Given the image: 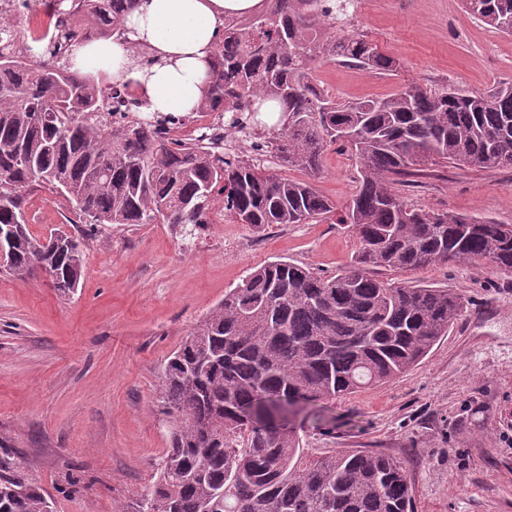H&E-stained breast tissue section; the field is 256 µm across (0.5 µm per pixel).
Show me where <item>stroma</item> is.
Listing matches in <instances>:
<instances>
[{
	"label": "stroma",
	"mask_w": 512,
	"mask_h": 512,
	"mask_svg": "<svg viewBox=\"0 0 512 512\" xmlns=\"http://www.w3.org/2000/svg\"><path fill=\"white\" fill-rule=\"evenodd\" d=\"M348 29L400 62L397 72L325 61L314 80L339 101L385 97L411 83L492 94L512 83V37L461 0H366ZM360 180L346 148L329 147L314 185L344 206ZM424 210L512 224V169L437 167L398 189ZM34 235L85 236L84 275L64 296L41 274H0V456L53 512L135 507L169 446L164 365L255 267L274 260L330 276L360 247L337 214L255 228L225 217L86 230L67 199L41 189L25 208ZM388 279L460 293L464 315L416 366L379 386L319 403L294 420L319 454L382 451L406 460L414 512H512V272L448 263Z\"/></svg>",
	"instance_id": "35a3bbf8"
}]
</instances>
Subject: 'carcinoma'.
Returning a JSON list of instances; mask_svg holds the SVG:
<instances>
[{"mask_svg":"<svg viewBox=\"0 0 512 512\" xmlns=\"http://www.w3.org/2000/svg\"><path fill=\"white\" fill-rule=\"evenodd\" d=\"M247 27L219 30L209 93L198 112L233 113L261 128L260 100L279 103L278 133L256 143L282 165L322 172L328 146L355 157L359 188L339 223L360 248L333 276L285 261L254 268L164 365L170 446L137 512H414L403 459L382 452L313 455L291 417L309 405L409 370L465 313L448 288L409 286L382 270L490 262L512 271V224L425 211L395 185L439 162L512 168V83L485 96L412 85L338 103L312 79L322 60L394 72L398 63L344 29L355 0H262ZM476 20L512 36V0H461ZM139 0H0V230H12L15 275L35 259L61 294L84 269L82 235L54 233L49 250L26 224L33 187L64 196L85 224H205L216 195L241 224H306L335 205L224 147L157 137L141 85L83 75L73 46L125 29ZM123 117L112 125V116ZM0 512H51L44 494L0 461Z\"/></svg>","mask_w":512,"mask_h":512,"instance_id":"obj_1","label":"carcinoma"}]
</instances>
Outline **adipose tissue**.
Instances as JSON below:
<instances>
[{"instance_id": "ef3b65f1", "label": "adipose tissue", "mask_w": 512, "mask_h": 512, "mask_svg": "<svg viewBox=\"0 0 512 512\" xmlns=\"http://www.w3.org/2000/svg\"><path fill=\"white\" fill-rule=\"evenodd\" d=\"M260 0H140L125 37L77 45L75 68L114 82L143 84L149 111L191 112L209 90L211 43L228 16L254 12Z\"/></svg>"}]
</instances>
